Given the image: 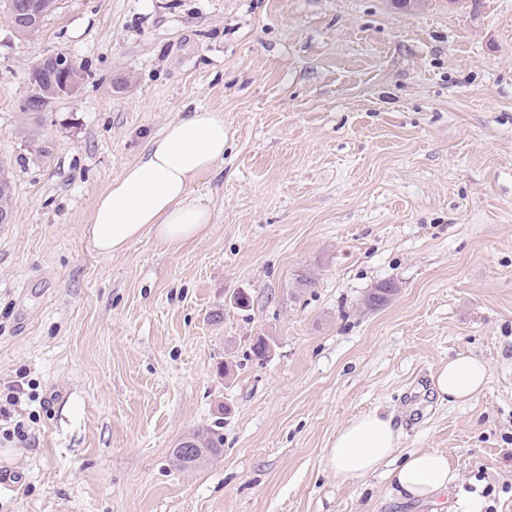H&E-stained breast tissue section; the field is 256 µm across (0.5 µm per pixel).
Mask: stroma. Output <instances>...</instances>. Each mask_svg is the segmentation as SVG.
<instances>
[{"label":"stroma","mask_w":512,"mask_h":512,"mask_svg":"<svg viewBox=\"0 0 512 512\" xmlns=\"http://www.w3.org/2000/svg\"><path fill=\"white\" fill-rule=\"evenodd\" d=\"M56 52L84 80L32 141ZM196 107L224 115L205 234L95 251L98 197ZM0 160V397L35 385L26 446L0 425V512H512V0H58L23 40L0 13ZM461 351L488 382L439 402ZM373 411L400 453H445L436 502L328 467ZM214 425L221 455L182 468ZM71 66V58L63 53L58 52L55 54L44 56L38 59L31 67L33 70L38 71L33 74L29 72L28 76V91L27 101L30 104L29 110H24L23 115L27 118V123L31 126L36 125L39 112H42L49 106L55 99L60 97L61 89L59 84L61 83L60 75L53 70H44L46 67L54 68L63 73V81L66 84L65 89L70 88V92L73 93L78 90L81 84V79L78 73L71 72L67 78L66 75L69 73ZM12 194L13 187L10 181L8 170L4 162L1 161L0 164V222L2 224L11 223L12 216L11 214H5L3 212H11L12 211ZM13 212V211H12ZM0 223V224H1ZM186 440H192L194 443H197L199 447L192 446L196 448V451L199 454V449H202V453L205 456V461L214 458L220 455L222 448L224 447V437L223 434L220 433L218 426L215 427H207L202 429L194 430L189 433L187 436L182 438L174 448V455L177 461L183 468H191L196 465L185 464L182 456H180L179 451L183 447V442ZM182 445V446H181Z\"/></svg>","instance_id":"stroma-1"}]
</instances>
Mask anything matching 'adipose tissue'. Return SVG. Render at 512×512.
Wrapping results in <instances>:
<instances>
[{"label": "adipose tissue", "mask_w": 512, "mask_h": 512, "mask_svg": "<svg viewBox=\"0 0 512 512\" xmlns=\"http://www.w3.org/2000/svg\"><path fill=\"white\" fill-rule=\"evenodd\" d=\"M223 160V113L203 108L184 113L151 138L145 156L98 198L86 229L91 245L113 255L150 234L169 250H181L211 222L207 204L191 187ZM488 377L483 360L461 353L439 367L432 387L438 401L456 403L479 393ZM400 439L392 417L375 412L358 416L337 432L327 452L328 465L345 479L389 465L391 490L402 500L434 499L456 481L440 452L413 450L394 461Z\"/></svg>", "instance_id": "obj_1"}]
</instances>
